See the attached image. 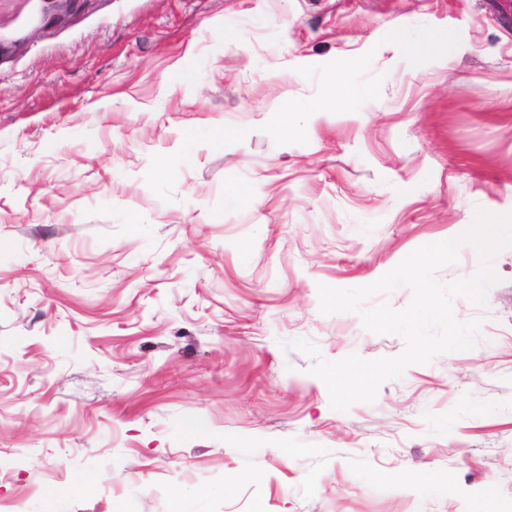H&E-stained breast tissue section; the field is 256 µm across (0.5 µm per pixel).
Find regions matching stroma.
Instances as JSON below:
<instances>
[{"instance_id":"1","label":"stroma","mask_w":512,"mask_h":512,"mask_svg":"<svg viewBox=\"0 0 512 512\" xmlns=\"http://www.w3.org/2000/svg\"><path fill=\"white\" fill-rule=\"evenodd\" d=\"M350 56L360 97L309 111ZM478 208L512 211V0H0V501L512 512V247L453 300L476 347L374 402L333 409L293 347L399 355L319 285Z\"/></svg>"}]
</instances>
